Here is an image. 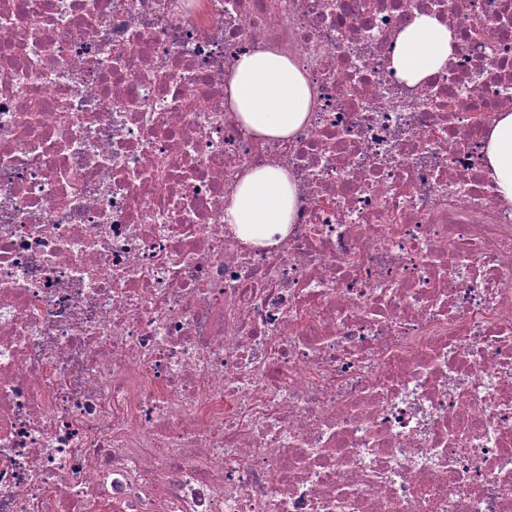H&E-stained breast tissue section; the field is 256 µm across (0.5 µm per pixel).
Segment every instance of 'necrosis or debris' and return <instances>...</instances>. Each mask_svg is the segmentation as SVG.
I'll list each match as a JSON object with an SVG mask.
<instances>
[{"mask_svg": "<svg viewBox=\"0 0 512 512\" xmlns=\"http://www.w3.org/2000/svg\"><path fill=\"white\" fill-rule=\"evenodd\" d=\"M265 46L313 90L284 141L224 108ZM507 109L512 0H0V512H512ZM267 165L258 248L224 205ZM452 53L448 27L429 15H418L399 33L392 67L410 85L423 82L440 70ZM485 163L498 193L512 202V110L499 112L485 143ZM296 202L297 188L285 169L264 166L242 177L224 212V221L245 241L275 246L292 224Z\"/></svg>", "mask_w": 512, "mask_h": 512, "instance_id": "1", "label": "necrosis or debris"}]
</instances>
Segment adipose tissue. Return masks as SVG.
I'll return each mask as SVG.
<instances>
[{
  "label": "adipose tissue",
  "instance_id": "adipose-tissue-1",
  "mask_svg": "<svg viewBox=\"0 0 512 512\" xmlns=\"http://www.w3.org/2000/svg\"><path fill=\"white\" fill-rule=\"evenodd\" d=\"M452 53L447 26L417 16L399 33L392 67L408 84L423 82ZM224 105L249 132L273 140L290 138L306 124L313 91L302 70L279 52L257 48L232 64ZM485 163L501 197L512 202V110L500 112L485 143ZM297 188L285 169L265 166L246 173L225 210L237 236L262 246L277 245L292 223Z\"/></svg>",
  "mask_w": 512,
  "mask_h": 512
}]
</instances>
